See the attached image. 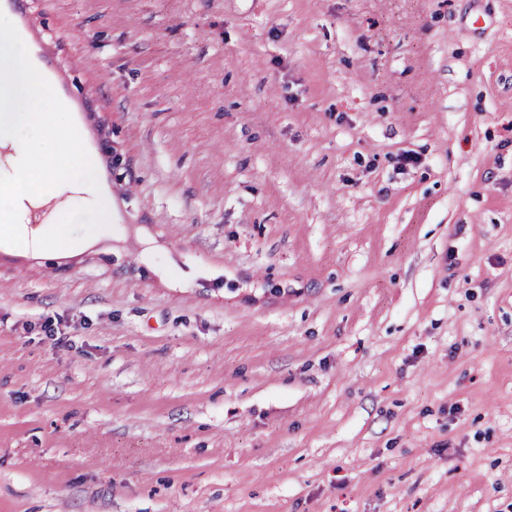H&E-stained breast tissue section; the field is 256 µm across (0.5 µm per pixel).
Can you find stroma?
<instances>
[{"mask_svg":"<svg viewBox=\"0 0 512 512\" xmlns=\"http://www.w3.org/2000/svg\"><path fill=\"white\" fill-rule=\"evenodd\" d=\"M0 12L99 182L0 244V512H512V0Z\"/></svg>","mask_w":512,"mask_h":512,"instance_id":"obj_1","label":"stroma"}]
</instances>
